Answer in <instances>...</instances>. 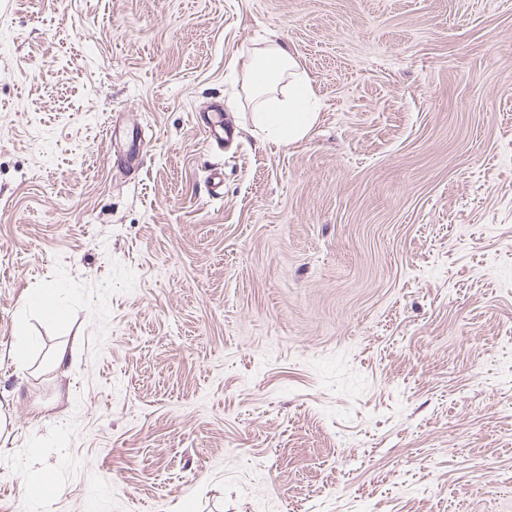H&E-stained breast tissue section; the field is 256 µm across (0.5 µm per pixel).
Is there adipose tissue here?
Returning a JSON list of instances; mask_svg holds the SVG:
<instances>
[{
  "instance_id": "obj_1",
  "label": "adipose tissue",
  "mask_w": 512,
  "mask_h": 512,
  "mask_svg": "<svg viewBox=\"0 0 512 512\" xmlns=\"http://www.w3.org/2000/svg\"><path fill=\"white\" fill-rule=\"evenodd\" d=\"M236 62L249 79L254 125L275 143L304 138L317 119L310 106L313 92L287 46L270 40L264 47L239 55ZM283 82L288 85V95L281 98L277 87Z\"/></svg>"
}]
</instances>
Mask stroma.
<instances>
[{
    "label": "stroma",
    "mask_w": 512,
    "mask_h": 512,
    "mask_svg": "<svg viewBox=\"0 0 512 512\" xmlns=\"http://www.w3.org/2000/svg\"><path fill=\"white\" fill-rule=\"evenodd\" d=\"M0 410V512H512V0H0ZM234 65H241L249 79L256 112L252 121L269 141L291 143L305 137L317 119L310 101L312 89L298 71V62L283 42L268 40L249 54H240ZM288 78V97L277 95L278 85ZM209 112H217L214 119L204 121L198 128L204 133L205 138L212 140L217 144L224 143V140L233 139L234 133L230 125L224 124V117L220 112L222 109L219 106H214ZM55 292L51 288H34L25 297L27 306H38L44 315L54 313ZM29 336H27V330L24 323H20L18 327V333L16 336V342L10 349V356L16 368L22 374H25L29 365V357L27 350V342Z\"/></svg>",
    "instance_id": "1"
}]
</instances>
